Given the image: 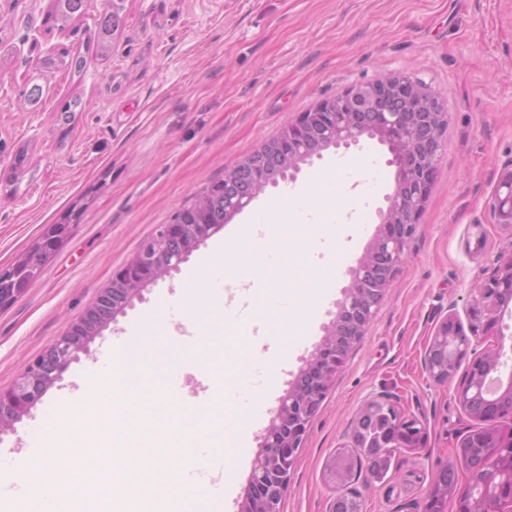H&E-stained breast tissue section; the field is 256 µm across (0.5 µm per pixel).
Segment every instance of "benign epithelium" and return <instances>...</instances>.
Instances as JSON below:
<instances>
[{
	"label": "benign epithelium",
	"mask_w": 512,
	"mask_h": 512,
	"mask_svg": "<svg viewBox=\"0 0 512 512\" xmlns=\"http://www.w3.org/2000/svg\"><path fill=\"white\" fill-rule=\"evenodd\" d=\"M45 32L33 30L17 48L32 57L42 47ZM447 112L442 99L420 78L391 73L350 86L316 103L275 139L258 146L224 170V222L248 208L270 185L296 178L301 165L330 148L377 141L390 154L395 186L378 210L379 225L363 257L347 271L349 283L336 304V314L324 335L278 401L274 416L253 462L249 491L239 512H280L304 436L317 417L330 383L347 352L365 336L388 288L405 259V246L417 220L444 149ZM494 223L512 229V162L500 175L490 203ZM221 224H162L153 239L112 274L108 287L61 336L25 367L8 389L0 390V433L14 429L45 392L60 379L78 353L85 351L134 299L160 278L177 269ZM39 274V252L30 249L0 269V309L17 302ZM512 307V256L474 289L468 327L448 314L426 347L423 363L437 383L448 382L459 360L471 352L472 339L495 332ZM500 351L491 349L470 362L455 397L466 414L481 426L471 429L454 451L465 464V479L446 464L428 489L425 512H512V373L504 382ZM419 435L388 396L368 401L350 433L355 454H340L329 467L335 487L329 512H366L362 492L354 487L361 473L381 482L400 448H412L407 436Z\"/></svg>",
	"instance_id": "benign-epithelium-1"
}]
</instances>
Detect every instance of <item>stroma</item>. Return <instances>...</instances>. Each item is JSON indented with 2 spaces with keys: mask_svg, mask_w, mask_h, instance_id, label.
Returning <instances> with one entry per match:
<instances>
[{
  "mask_svg": "<svg viewBox=\"0 0 512 512\" xmlns=\"http://www.w3.org/2000/svg\"><path fill=\"white\" fill-rule=\"evenodd\" d=\"M124 26L108 54L97 44L107 0H90L73 33L51 34L54 57H83L80 72L45 70L14 51L27 26L43 27L50 0H0V269L30 249L49 224L68 235L38 279L0 309V390L60 336L106 288L113 272L195 193L243 156L279 135L317 101L351 85L403 72L424 80L445 102L448 124L425 206L386 298L365 336L334 376L308 429L280 512H328L327 467L349 441L366 400L391 396L421 427L419 449L402 448L385 482L363 487L367 512H423L429 483L445 464L463 470L453 449L471 420L452 385L423 366L425 349L448 313L466 320L474 284L512 255V230L492 222L489 203L512 161V0H121ZM39 101H29L34 88ZM386 147L363 140L325 151L297 180L268 187L163 279L146 288L63 372L13 431L0 433V484L16 460L42 449L52 407L68 403L65 423H84L78 401L102 380L112 346L134 334L159 300L175 341L188 327L181 301L191 271L216 243L280 201L285 224L299 211L327 223L338 198L352 204L342 238L301 247L307 268L338 274L287 358L266 352L271 373L223 512H238L261 436L333 319L336 304L377 231L376 211L394 189ZM116 482L168 455L152 429L128 443Z\"/></svg>",
  "mask_w": 512,
  "mask_h": 512,
  "instance_id": "1",
  "label": "stroma"
}]
</instances>
